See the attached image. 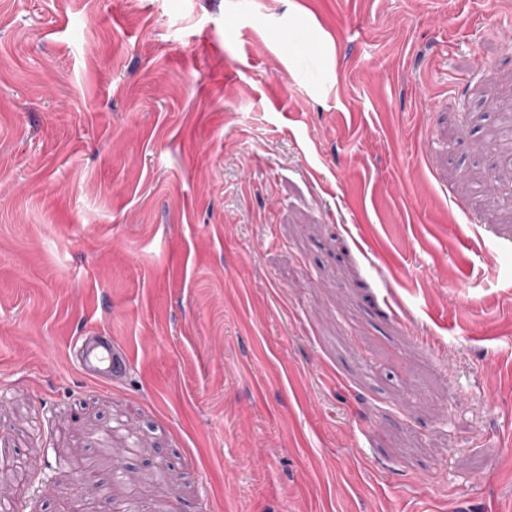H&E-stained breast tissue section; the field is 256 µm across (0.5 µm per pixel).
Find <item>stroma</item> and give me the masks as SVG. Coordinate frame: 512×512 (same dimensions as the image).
<instances>
[{
  "instance_id": "obj_1",
  "label": "stroma",
  "mask_w": 512,
  "mask_h": 512,
  "mask_svg": "<svg viewBox=\"0 0 512 512\" xmlns=\"http://www.w3.org/2000/svg\"><path fill=\"white\" fill-rule=\"evenodd\" d=\"M510 112L512 0H0L23 512H512ZM77 351H81V364L94 379L112 381L127 373L130 358L127 352L116 349L111 336L101 333H84L75 340ZM95 362V365H92Z\"/></svg>"
}]
</instances>
